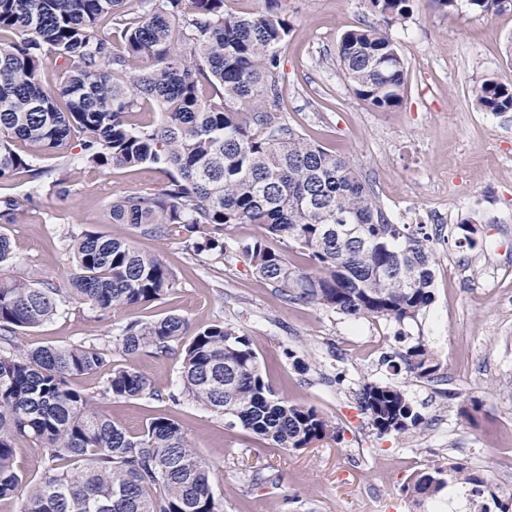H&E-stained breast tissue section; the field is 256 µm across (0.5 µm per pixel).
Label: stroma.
<instances>
[{
  "mask_svg": "<svg viewBox=\"0 0 512 512\" xmlns=\"http://www.w3.org/2000/svg\"><path fill=\"white\" fill-rule=\"evenodd\" d=\"M282 6L293 26L280 54L283 117L307 139L349 157L394 223L429 226L436 264L426 312L400 326L287 302L242 255L218 262L187 251L181 236L156 239L111 222L113 198L159 186L160 170L93 169L48 155L44 167L70 166L68 197L46 192L29 203L25 177L0 184L1 196L24 202L15 223L0 226L11 239L16 272L66 286L72 259L61 241L92 229L158 255L174 287L160 301L114 314L70 304L25 331L15 347L93 346L111 366L144 373L157 398L100 396L99 373L71 384L129 432L157 416L179 423L210 468L224 512H435L432 501L412 507L404 487L413 472L452 458L488 471L492 453L512 455V112L483 111L472 97L486 78L512 83V11L486 14L465 4L449 15L426 6L389 27L408 89L400 106L380 112L354 95L336 59L341 35L373 22L368 0ZM465 226L471 238H464ZM168 314L193 330L225 323L249 336L276 391L334 420L341 441L275 447L184 395L175 356L131 360L119 349L121 326ZM401 333L424 337L437 352V379L382 364V355L402 350ZM291 351L310 360L309 371L295 369ZM366 379L408 392L423 417L419 428L377 434L355 400Z\"/></svg>",
  "mask_w": 512,
  "mask_h": 512,
  "instance_id": "obj_1",
  "label": "stroma"
}]
</instances>
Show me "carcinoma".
<instances>
[{
	"mask_svg": "<svg viewBox=\"0 0 512 512\" xmlns=\"http://www.w3.org/2000/svg\"><path fill=\"white\" fill-rule=\"evenodd\" d=\"M264 12L235 14L224 0H0V182L20 173L40 183L42 157L74 155L93 168L150 164L166 173L158 187L112 200L114 224L164 238L185 234L186 248L219 259L239 252L256 276L288 302L304 301L354 321L415 322L432 304L435 257L425 224H395L355 165L308 140L283 121L280 52L292 26L279 0ZM416 0H369L383 25L346 31L337 60L353 93L378 111L398 107L406 67L385 27L402 23ZM487 13L512 0H467ZM53 56L65 79L41 74ZM152 67L119 79L132 62ZM486 112H512V83L486 79L472 90ZM156 106L160 122L136 115ZM59 168L50 190L69 193ZM21 203L0 196V224L15 222ZM256 224L264 235L229 245L209 227ZM351 228L336 233V225ZM308 258L293 264L267 238ZM74 261L69 287H37L10 276V237L0 232V342L14 345L75 301L102 313L162 299L172 272L157 256L101 232L64 239ZM188 324L168 314L129 322L115 337L125 356L180 354L183 390L199 405L235 421L279 448L304 449L341 429L313 406L281 397L263 377L251 340L215 324L179 346ZM397 356L417 378L431 380L437 354L417 337ZM102 372L101 395L154 398L132 366L109 369L93 346H42L20 354L0 349V500L19 512H224L210 470L186 432L167 417L133 434L93 408L70 379ZM358 408L378 434L416 429L422 417L408 393L365 381ZM38 441L42 475L26 480L15 466L16 444ZM451 482L485 500L481 512H512L505 493L463 460L416 471L407 492L420 504Z\"/></svg>",
	"mask_w": 512,
	"mask_h": 512,
	"instance_id": "carcinoma-1",
	"label": "carcinoma"
}]
</instances>
